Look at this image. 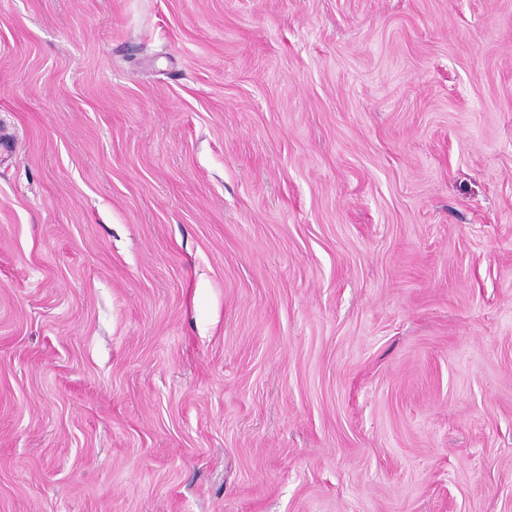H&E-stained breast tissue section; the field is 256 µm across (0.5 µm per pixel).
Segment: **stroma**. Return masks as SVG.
Returning a JSON list of instances; mask_svg holds the SVG:
<instances>
[{
	"instance_id": "35a3bbf8",
	"label": "stroma",
	"mask_w": 512,
	"mask_h": 512,
	"mask_svg": "<svg viewBox=\"0 0 512 512\" xmlns=\"http://www.w3.org/2000/svg\"><path fill=\"white\" fill-rule=\"evenodd\" d=\"M0 512H512V0H0Z\"/></svg>"
}]
</instances>
